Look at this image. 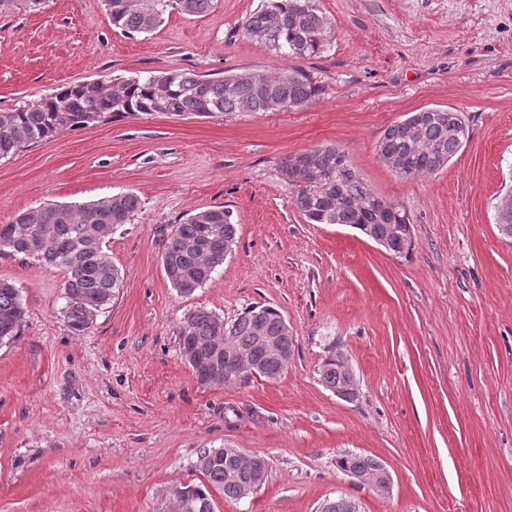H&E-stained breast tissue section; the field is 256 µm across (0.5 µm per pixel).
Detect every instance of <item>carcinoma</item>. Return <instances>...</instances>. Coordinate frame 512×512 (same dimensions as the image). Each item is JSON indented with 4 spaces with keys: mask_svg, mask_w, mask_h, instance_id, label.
I'll return each mask as SVG.
<instances>
[{
    "mask_svg": "<svg viewBox=\"0 0 512 512\" xmlns=\"http://www.w3.org/2000/svg\"><path fill=\"white\" fill-rule=\"evenodd\" d=\"M47 0H0V16L23 9L35 11ZM182 13L201 16L213 0H105L112 26L137 34L153 33L170 3ZM250 40L270 46L289 59L324 52L332 37L331 22L318 0H262L242 24ZM320 92L319 82L307 72L290 67L269 75L251 70L227 72L220 78H203L189 72L170 71L127 79L70 84L32 107L0 111V160L62 132L105 122L117 116L152 115L156 112L211 117L224 112H268L275 107L300 108ZM387 126L376 149L393 160L400 179L433 175L459 153L469 130L463 113L454 107L424 109ZM312 158L299 152L280 158L279 171L297 183L302 167L317 171L314 187H298L292 203L310 224H346L371 240L387 244V252L402 257L413 246L412 222L401 205L384 209L355 168L348 153L336 145H317ZM141 209L132 192H120L97 201L72 206L49 204L0 224V255L33 258L45 266L61 268L66 317L72 331L88 330L96 316L114 299L121 273L104 250L107 231L130 223ZM237 228L222 206L198 211L172 226L161 263L169 283L184 295L204 287L224 264V249L236 239ZM25 309L17 288L0 279V342L19 331ZM180 352L201 386H213V367L226 371L224 381L242 377L241 362L254 366L257 375L274 381L281 377L293 354V339L283 329L281 314L269 306H255L224 321L204 308L191 312L179 332ZM279 337L284 355H268L262 337ZM344 354L327 349L320 378L330 391L340 389L353 400L358 391L343 366ZM342 472H377L381 461L367 454H344L336 459ZM197 468L208 485L185 486L175 493V512H214L208 486L228 500L241 499V485H263L269 463L262 471L253 457L236 448L207 449Z\"/></svg>",
    "mask_w": 512,
    "mask_h": 512,
    "instance_id": "obj_1",
    "label": "carcinoma"
}]
</instances>
